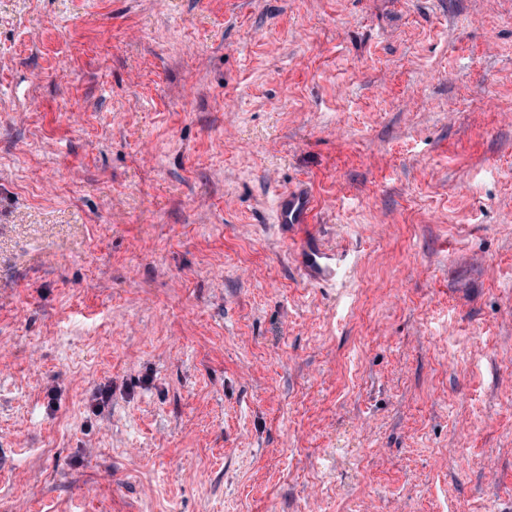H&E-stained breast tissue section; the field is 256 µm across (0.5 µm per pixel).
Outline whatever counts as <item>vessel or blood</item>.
Masks as SVG:
<instances>
[{"label": "vessel or blood", "instance_id": "vessel-or-blood-1", "mask_svg": "<svg viewBox=\"0 0 512 512\" xmlns=\"http://www.w3.org/2000/svg\"><path fill=\"white\" fill-rule=\"evenodd\" d=\"M312 212V199L305 186L295 187L277 197L279 226L299 234L294 255L303 275L311 281L333 284L345 274L342 254L336 246L310 232Z\"/></svg>", "mask_w": 512, "mask_h": 512}]
</instances>
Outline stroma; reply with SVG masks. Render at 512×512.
Returning <instances> with one entry per match:
<instances>
[{"label":"stroma","instance_id":"stroma-1","mask_svg":"<svg viewBox=\"0 0 512 512\" xmlns=\"http://www.w3.org/2000/svg\"><path fill=\"white\" fill-rule=\"evenodd\" d=\"M0 512H512V0H0ZM313 204L305 186L278 195L277 222L280 227L297 231L295 259L302 274L311 281L336 284L345 274L342 253L332 244L309 231Z\"/></svg>","mask_w":512,"mask_h":512}]
</instances>
